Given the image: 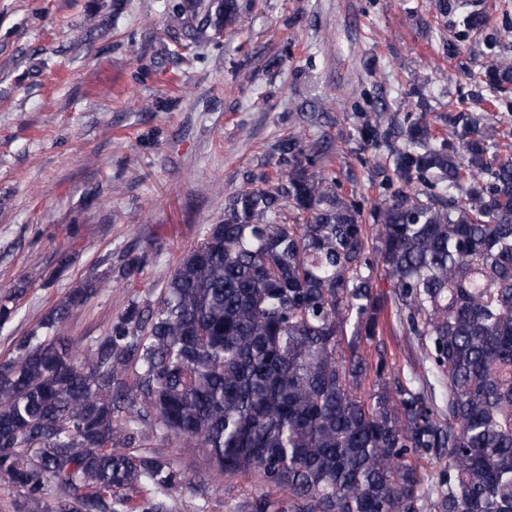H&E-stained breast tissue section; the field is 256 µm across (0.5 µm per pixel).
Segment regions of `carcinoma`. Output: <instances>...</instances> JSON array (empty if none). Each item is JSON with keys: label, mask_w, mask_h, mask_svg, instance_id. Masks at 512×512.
Returning <instances> with one entry per match:
<instances>
[{"label": "carcinoma", "mask_w": 512, "mask_h": 512, "mask_svg": "<svg viewBox=\"0 0 512 512\" xmlns=\"http://www.w3.org/2000/svg\"><path fill=\"white\" fill-rule=\"evenodd\" d=\"M460 8L463 31L488 28L485 9ZM238 10L181 0L171 22L197 42ZM479 78L512 89V63ZM440 120L457 144L423 117L365 129L393 157L368 211L315 170L332 143L308 120L278 142L276 175L228 197L158 305L131 304L83 353L58 327L101 284L59 301L44 337L0 364V474L29 512H48L49 484L60 512H114L125 490L159 512L175 471L131 451L158 434L288 492L254 512H512V144L467 109ZM389 331L415 346L406 376ZM432 452L448 459L437 475Z\"/></svg>", "instance_id": "cac0c4a2"}]
</instances>
